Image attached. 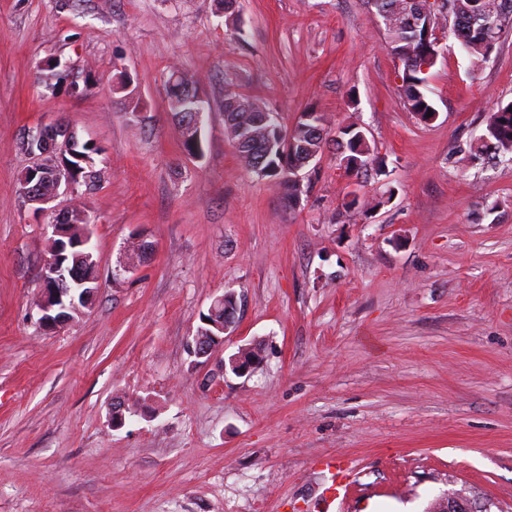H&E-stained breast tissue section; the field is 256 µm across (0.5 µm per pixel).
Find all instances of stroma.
Masks as SVG:
<instances>
[{"instance_id":"stroma-1","label":"stroma","mask_w":512,"mask_h":512,"mask_svg":"<svg viewBox=\"0 0 512 512\" xmlns=\"http://www.w3.org/2000/svg\"><path fill=\"white\" fill-rule=\"evenodd\" d=\"M0 0V512H325L326 457L352 462L348 512H426L448 493L512 512V159L469 161L512 101V31L475 64L443 38L438 111L404 107L367 0ZM66 63L83 95L39 75ZM210 104L203 155L168 111L171 70ZM135 79L136 110L112 76ZM293 125L358 123L384 173L326 147L289 207L224 133L227 93ZM67 122L102 150L91 210L100 288L62 331L37 322L48 214L17 191L28 128ZM395 194L380 203L387 189ZM358 191L362 208L344 211ZM151 256L118 273L132 236ZM234 291L218 374L189 343ZM131 408L113 427L112 402Z\"/></svg>"}]
</instances>
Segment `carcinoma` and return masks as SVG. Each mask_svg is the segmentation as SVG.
Masks as SVG:
<instances>
[{
	"instance_id": "cac0c4a2",
	"label": "carcinoma",
	"mask_w": 512,
	"mask_h": 512,
	"mask_svg": "<svg viewBox=\"0 0 512 512\" xmlns=\"http://www.w3.org/2000/svg\"><path fill=\"white\" fill-rule=\"evenodd\" d=\"M376 13H385L384 33L392 49L402 50L399 61L403 71L400 96L406 109L417 120L429 123L435 120L437 110L429 94L426 73L414 63L419 55L439 57L442 48L431 37L418 38L408 28V18L413 15L415 4L410 0H371ZM444 12L440 17H452L451 33L467 47L469 56L485 64L504 31L512 27V0H444ZM186 78L178 70H173L169 78V106L172 113H191L202 109L200 126L178 130L181 151L189 156L201 152L203 134L209 113V102L198 103L182 96L179 88ZM45 87L55 93L64 90L77 96L81 94L79 84L67 81V73H54L52 80H44ZM288 128L280 117L259 103L237 95L224 96V132L233 142L238 157L245 169L261 179L282 188L288 200L297 201L307 189L295 184L287 166V158L301 149L322 154L329 142V121L325 113L311 107L303 112L293 125L291 137L282 131ZM336 145L340 149V165L348 172L365 169L373 161V150L362 130L355 125L340 127L336 131ZM499 153H512V102L499 104L490 113L485 133L474 143L472 153L483 154L488 148ZM77 153L80 159H68L70 179L77 186L91 190L101 182V171L96 169L94 156L99 148L86 141L79 144ZM95 223L91 212L83 206L71 212L70 224L74 236L89 231Z\"/></svg>"
}]
</instances>
